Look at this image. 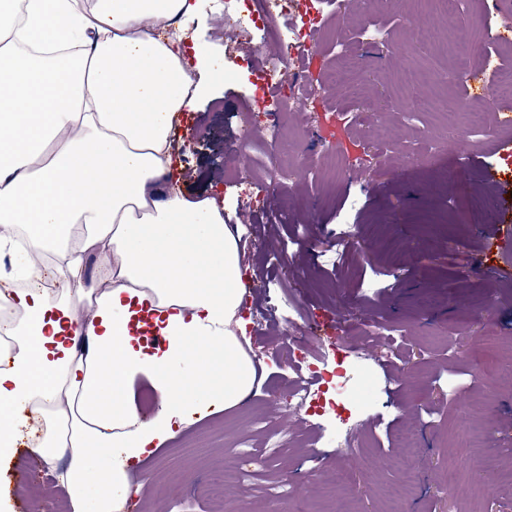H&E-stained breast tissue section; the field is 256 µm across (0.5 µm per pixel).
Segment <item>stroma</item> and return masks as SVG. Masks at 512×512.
<instances>
[{
    "mask_svg": "<svg viewBox=\"0 0 512 512\" xmlns=\"http://www.w3.org/2000/svg\"><path fill=\"white\" fill-rule=\"evenodd\" d=\"M289 41L317 43L326 71L344 49L355 67L320 88L354 132L348 160L318 137L311 101L280 112L275 98L253 111L255 86L289 41L262 21L225 30L224 7L203 0L193 24L212 58L211 93L172 130L171 192L227 201L251 278L243 351L264 376L239 406L203 410L136 467L147 480L142 512H212L207 483L224 473V512H512V261L491 247L485 212L462 205L471 179L496 198L512 225V173L501 136L470 132L460 113L488 125L512 111L492 95L495 73L512 70L480 14L463 0H309L288 14ZM233 57L237 81L220 77ZM279 149L264 145L270 124ZM355 234L342 236L345 225ZM291 309L263 319L269 298ZM309 337L329 372L306 414L283 402L297 375L288 339ZM364 360L375 392L365 404L337 395ZM270 422L302 440L268 445ZM353 428L364 448L342 453L330 433ZM414 435L417 445L401 440ZM180 481L167 477L168 470ZM52 479L27 440L0 456V512H22L15 478Z\"/></svg>",
    "mask_w": 512,
    "mask_h": 512,
    "instance_id": "35a3bbf8",
    "label": "stroma"
}]
</instances>
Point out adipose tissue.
Segmentation results:
<instances>
[{"label": "adipose tissue", "mask_w": 512, "mask_h": 512, "mask_svg": "<svg viewBox=\"0 0 512 512\" xmlns=\"http://www.w3.org/2000/svg\"><path fill=\"white\" fill-rule=\"evenodd\" d=\"M193 0H0V451L31 445L74 512H116L128 471L258 376L236 339L247 294L237 238L209 197L167 191L171 131L202 90ZM97 255L87 276V252ZM93 316L79 324L77 308ZM162 404L142 418L128 391ZM107 459L104 481L92 470ZM147 387H149V388H147ZM144 388H146V389H144ZM151 388L153 389L152 383L148 379L141 377V378H138L134 382V384L131 388V392H130L132 401H133L134 405L137 407L139 414L142 416H145L146 418H149L150 416H152L155 413V411L157 410V408L159 406V401H160L159 394L156 391L157 398H156V402L154 403L155 394ZM140 393H141V395H140ZM139 396H140V401L143 406L151 407L153 405V403H154V405L149 409L142 408L140 405Z\"/></svg>", "instance_id": "obj_1"}]
</instances>
